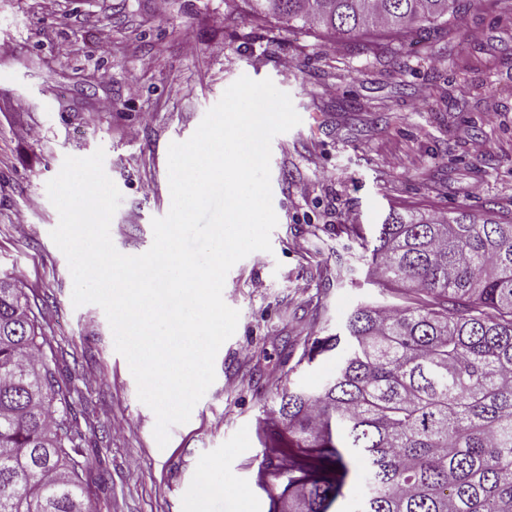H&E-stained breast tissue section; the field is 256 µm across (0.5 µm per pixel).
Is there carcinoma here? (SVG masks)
<instances>
[{
  "label": "carcinoma",
  "instance_id": "cac0c4a2",
  "mask_svg": "<svg viewBox=\"0 0 512 512\" xmlns=\"http://www.w3.org/2000/svg\"><path fill=\"white\" fill-rule=\"evenodd\" d=\"M254 16L334 36L436 29L460 0H248ZM340 232L400 305L353 310L297 364L336 352L320 390L284 388L271 423L292 451L262 460L269 512H330L350 459L368 461L355 512H512V220L466 206ZM32 302L0 274V512H93L78 460L96 434L68 411Z\"/></svg>",
  "mask_w": 512,
  "mask_h": 512
}]
</instances>
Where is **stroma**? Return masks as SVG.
I'll use <instances>...</instances> for the list:
<instances>
[{
	"mask_svg": "<svg viewBox=\"0 0 512 512\" xmlns=\"http://www.w3.org/2000/svg\"><path fill=\"white\" fill-rule=\"evenodd\" d=\"M370 41L350 52L323 32L251 19L246 0H169L162 14L156 0H0V269L35 298L59 366L78 373L71 400L97 435L89 467L106 481L89 484L94 512H268L266 413L282 388L314 391L336 371L332 359L297 367L304 345L341 330L359 305L394 301L339 225L381 223L394 203L512 212V14L498 0H462L458 22L435 37ZM243 75L271 79L301 122L271 143L272 249L228 272L237 329L214 383L161 448L104 311L72 303L46 184L65 157L104 149L122 194L112 241L146 252L152 219L171 205L170 143L189 139ZM29 126L38 139L20 136Z\"/></svg>",
	"mask_w": 512,
	"mask_h": 512,
	"instance_id": "35a3bbf8",
	"label": "stroma"
}]
</instances>
